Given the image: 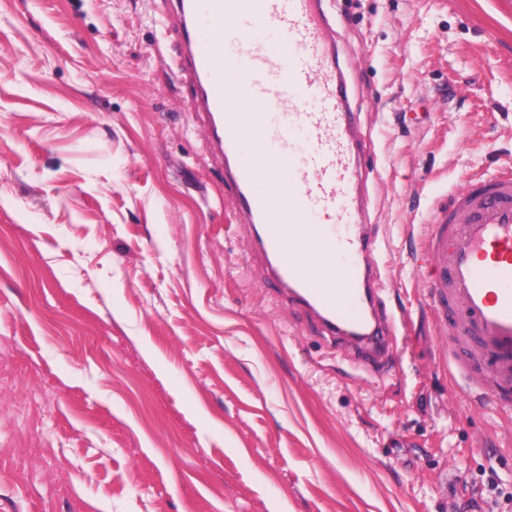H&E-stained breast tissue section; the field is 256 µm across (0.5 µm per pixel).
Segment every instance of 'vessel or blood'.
<instances>
[{
  "instance_id": "vessel-or-blood-1",
  "label": "vessel or blood",
  "mask_w": 512,
  "mask_h": 512,
  "mask_svg": "<svg viewBox=\"0 0 512 512\" xmlns=\"http://www.w3.org/2000/svg\"><path fill=\"white\" fill-rule=\"evenodd\" d=\"M176 71L194 89L235 221L289 305L355 360L388 371L398 319L379 297L374 170L346 92L328 0H175ZM242 102L261 104L240 113ZM287 182L288 196L273 186ZM424 256L439 275L440 330L468 391L512 413V172L469 180L431 212Z\"/></svg>"
}]
</instances>
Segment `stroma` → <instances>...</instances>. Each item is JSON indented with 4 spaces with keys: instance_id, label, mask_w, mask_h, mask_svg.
<instances>
[{
    "instance_id": "35a3bbf8",
    "label": "stroma",
    "mask_w": 512,
    "mask_h": 512,
    "mask_svg": "<svg viewBox=\"0 0 512 512\" xmlns=\"http://www.w3.org/2000/svg\"><path fill=\"white\" fill-rule=\"evenodd\" d=\"M374 140L376 375L284 305L169 0H0V512H512V417L438 335L432 209L512 167V0H331Z\"/></svg>"
}]
</instances>
